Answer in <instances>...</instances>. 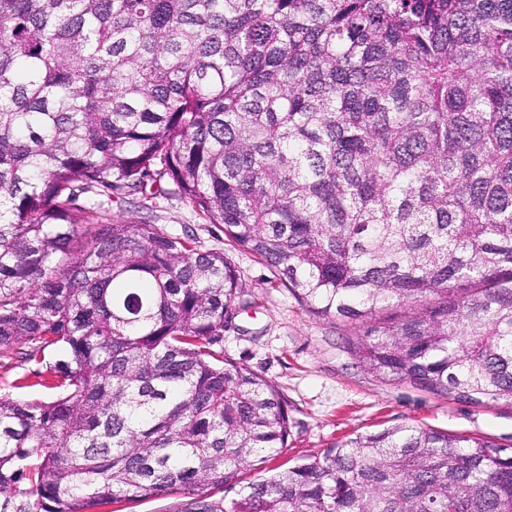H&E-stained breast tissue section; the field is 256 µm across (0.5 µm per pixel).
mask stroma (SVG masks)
<instances>
[{
	"mask_svg": "<svg viewBox=\"0 0 512 512\" xmlns=\"http://www.w3.org/2000/svg\"><path fill=\"white\" fill-rule=\"evenodd\" d=\"M112 220L155 224L175 237L192 236L198 250L224 253L235 266L241 294L224 321L226 356L271 381L294 420L287 448L274 457L280 469L304 464L356 435L394 426L485 439L512 448V402L474 405L388 381L365 371L354 347L368 323L397 319L435 296L390 302L369 318L322 316L300 304L252 252L229 245L224 227L204 220L187 200L159 198L148 207H110ZM0 393L26 401L54 397L32 364L0 353Z\"/></svg>",
	"mask_w": 512,
	"mask_h": 512,
	"instance_id": "stroma-1",
	"label": "stroma"
}]
</instances>
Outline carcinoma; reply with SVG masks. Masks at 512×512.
Returning <instances> with one entry per match:
<instances>
[{"mask_svg":"<svg viewBox=\"0 0 512 512\" xmlns=\"http://www.w3.org/2000/svg\"><path fill=\"white\" fill-rule=\"evenodd\" d=\"M88 193L180 196L324 316L439 295L362 366L512 401V0H0V351L56 392L0 395V512H512V451L409 426L211 500L293 428L219 349L237 271ZM190 502L189 495L177 491L155 499L113 504L99 512H187Z\"/></svg>","mask_w":512,"mask_h":512,"instance_id":"carcinoma-1","label":"carcinoma"}]
</instances>
